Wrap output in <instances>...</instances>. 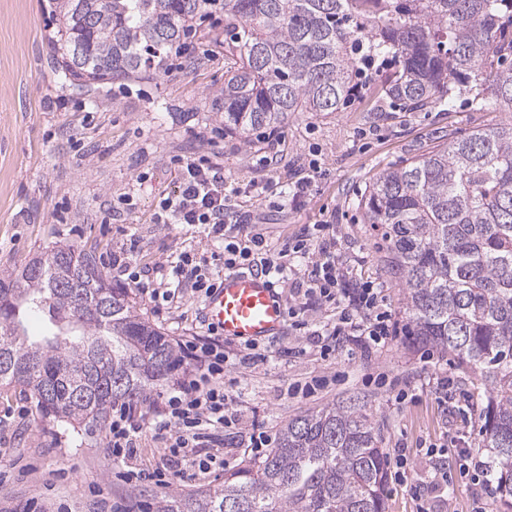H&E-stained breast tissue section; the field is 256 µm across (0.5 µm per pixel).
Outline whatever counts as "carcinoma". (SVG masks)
Here are the masks:
<instances>
[{"label": "carcinoma", "mask_w": 512, "mask_h": 512, "mask_svg": "<svg viewBox=\"0 0 512 512\" xmlns=\"http://www.w3.org/2000/svg\"><path fill=\"white\" fill-rule=\"evenodd\" d=\"M50 63L88 91L135 81L146 60L205 14L224 18V131L245 138L296 112H339L374 80L375 101L401 112L454 102L507 110L383 171L358 201L382 231L403 288L412 345L480 370L489 386L494 491L512 512V0H48ZM0 272V386L37 401L43 421L102 427L114 404L139 408L171 381L176 345L137 311L93 249L58 243ZM55 328L29 340L21 309ZM388 458L365 405L351 399L294 416L264 457L224 487L169 497L143 512H384Z\"/></svg>", "instance_id": "obj_1"}]
</instances>
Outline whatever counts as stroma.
I'll list each match as a JSON object with an SVG mask.
<instances>
[{"label":"stroma","mask_w":512,"mask_h":512,"mask_svg":"<svg viewBox=\"0 0 512 512\" xmlns=\"http://www.w3.org/2000/svg\"><path fill=\"white\" fill-rule=\"evenodd\" d=\"M46 0H0V271L21 267L48 247L65 242L96 249L104 263L127 239L139 247L134 262L147 267L194 250L210 255L203 228L157 224L163 195L176 188L180 157L205 156L224 168V192L234 211L248 215L252 230L280 245L310 225L330 223L337 253L362 257L354 277L382 283L398 321H405L403 290L390 273L386 248L362 221L358 199L384 169L427 154L441 141L500 122L494 107L480 109L467 95L452 108L429 112H375L362 97L339 112H299L279 128L280 143L244 145L223 132L224 116L212 100L224 86V52L193 39V65L151 71L149 78L107 85L101 103L63 82L49 66L53 23ZM322 168L300 206L277 208L249 190L253 181L280 190L298 166ZM145 182H138V175ZM138 308L169 338L205 333L202 303L190 285L172 308L155 312L143 295ZM290 327L265 342L266 360L244 375L236 400L243 424L279 431L288 418L349 397L364 403L385 451L407 450L410 484L389 479L386 512H499L486 476L459 467L460 449L486 460L478 445L489 391L479 372L459 367L437 351L410 345L406 336L381 347L348 343L334 361L319 348L295 358ZM343 371L336 389L316 399L289 398L295 380ZM448 377L447 394L434 378ZM407 391L398 401L399 391ZM30 394L0 387V512H22L34 502L52 512H94L97 494L134 502V489L155 494L148 481L117 480L104 432L77 431L64 422L35 419ZM448 450L447 502L426 486L431 464L426 447Z\"/></svg>","instance_id":"stroma-1"}]
</instances>
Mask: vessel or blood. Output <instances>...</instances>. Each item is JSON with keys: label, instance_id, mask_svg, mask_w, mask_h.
<instances>
[{"label": "vessel or blood", "instance_id": "vessel-or-blood-1", "mask_svg": "<svg viewBox=\"0 0 512 512\" xmlns=\"http://www.w3.org/2000/svg\"><path fill=\"white\" fill-rule=\"evenodd\" d=\"M203 314L224 338L242 343L267 341L285 321L275 288L255 273L225 274L206 297Z\"/></svg>", "mask_w": 512, "mask_h": 512}]
</instances>
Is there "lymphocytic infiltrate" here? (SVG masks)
I'll return each instance as SVG.
<instances>
[{
    "label": "lymphocytic infiltrate",
    "instance_id": "lymphocytic-infiltrate-1",
    "mask_svg": "<svg viewBox=\"0 0 512 512\" xmlns=\"http://www.w3.org/2000/svg\"><path fill=\"white\" fill-rule=\"evenodd\" d=\"M229 210L220 165L205 158L183 159L179 185L172 195L160 200L155 221L203 226L211 240L218 242V251L207 258L183 252L176 261L162 266L160 280L146 285L141 282L144 269L134 268L124 259L128 247H121L112 263L130 283L142 285L149 302L158 308L172 303L187 280L198 296H206L215 283L212 265L262 273L284 294L293 330L305 336L304 344L294 349L298 355L316 340L317 332L309 328L306 319L307 312L316 308L335 311V319L324 326L335 344L357 341L366 347L381 346L395 335L396 324L392 311L385 308L383 288L371 282L352 284L353 258L332 251L329 239L302 236L274 246L262 233L244 235L237 227L228 226ZM177 345L187 361L183 376L161 393L150 411L114 406L106 427L107 446L115 461L135 458L145 436L168 448L173 469L154 475V483L161 489L171 486L175 466L184 464L205 472L213 464L223 463L221 450L203 457L195 450L209 430L236 424L233 395L224 379L230 368H244L257 359L250 343L236 355L226 354L223 336L212 327L202 337H179Z\"/></svg>",
    "mask_w": 512,
    "mask_h": 512
}]
</instances>
